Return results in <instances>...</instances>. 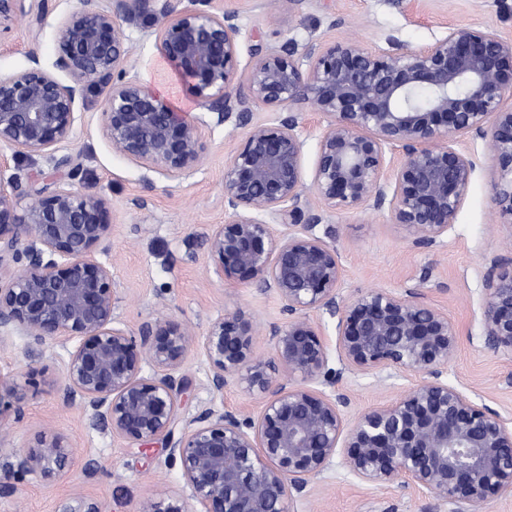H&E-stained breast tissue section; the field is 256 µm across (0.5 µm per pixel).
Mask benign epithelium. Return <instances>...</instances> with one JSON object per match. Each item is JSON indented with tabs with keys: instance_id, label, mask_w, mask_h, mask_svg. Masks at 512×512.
<instances>
[{
	"instance_id": "7a95c632",
	"label": "benign epithelium",
	"mask_w": 512,
	"mask_h": 512,
	"mask_svg": "<svg viewBox=\"0 0 512 512\" xmlns=\"http://www.w3.org/2000/svg\"><path fill=\"white\" fill-rule=\"evenodd\" d=\"M47 0H0V32L25 19L42 28ZM142 20L158 52L216 117L245 129L224 166V223L207 244L215 274L252 281L273 292L287 320L270 325L271 356L256 351L253 321L242 311L212 321L198 337L171 318L142 323L137 333L114 316L112 266L97 252L112 235L109 200L76 186L80 165L56 157L76 121L78 98L106 88L102 134L112 152L171 179L192 172L206 152L207 121L177 112L130 75L134 64L123 24ZM221 0H81L56 27L53 67L34 48L28 66L0 74V147L12 157L52 163L54 190L24 187L0 161V345L76 342L64 363L65 396L93 421L131 445H162L179 466L203 512H295L336 457L360 482L412 484L448 504V512H481L489 495L512 496V420L448 382L459 344L448 313L420 289L374 288L340 297L343 267L329 233L315 228L336 212L371 208L405 226L416 245L443 241L468 190L474 163L461 147L474 134L488 140L495 174L491 201L512 218V38L467 24L417 49H372L357 39L254 48L244 73L240 28ZM305 103L325 125L310 185H305ZM271 110L253 120L251 106ZM401 148L398 159L387 150ZM30 204L18 211V199ZM335 320L336 354L350 373H423L395 400L348 422L342 393L311 387L328 378L326 327ZM482 336L512 356V257L494 261L483 284ZM198 350L217 394L232 384L258 399L255 416L209 407L175 435L178 411L193 383L181 374ZM24 399L0 375L4 399ZM71 440L41 434L15 455L22 481H51L72 459ZM58 512H106L94 499ZM133 512H187L167 493Z\"/></svg>"
}]
</instances>
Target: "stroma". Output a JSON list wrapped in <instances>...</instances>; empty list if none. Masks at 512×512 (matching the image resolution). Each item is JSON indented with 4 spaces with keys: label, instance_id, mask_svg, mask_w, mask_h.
Segmentation results:
<instances>
[{
    "label": "stroma",
    "instance_id": "1",
    "mask_svg": "<svg viewBox=\"0 0 512 512\" xmlns=\"http://www.w3.org/2000/svg\"><path fill=\"white\" fill-rule=\"evenodd\" d=\"M80 0H49L42 29L15 24L0 35V73L26 67V52L37 48L45 66L57 54L58 21L78 9ZM241 29V62L251 61L252 30L262 42L280 46L286 39L339 42L350 38L386 50L418 48L443 36L448 27L474 24L512 38V0H300L292 14L275 12L274 0H224ZM133 70L144 84L183 112L199 111L188 87L155 47L150 28L125 24ZM105 90L77 99L78 120L60 154L80 163L78 184L111 203L112 237L100 258L112 266L116 288L114 314L122 327L137 331L144 321L169 317L205 334L224 313L240 310L255 324L259 354L272 353L269 325L279 320L275 295L250 282L221 281L207 247L213 225L224 221V165L243 138L233 125L205 130L207 152L188 177L170 179L115 155L102 135ZM465 148L474 171L456 219L443 242L418 246L409 231L373 210L339 212L328 222L336 229L334 244L344 268L340 295L348 299L379 287L422 289L427 301L448 313L459 326L460 342L447 367L448 380L502 416L512 418V357L494 353L480 326L483 276L500 256H512V225L495 213L490 185L494 161L487 141L469 137ZM68 349L59 344L34 345L13 337L0 346V374L14 378L24 393L1 416L12 420L0 441V484L11 481L16 451L43 432L66 435L75 448L65 475L47 482L30 476L0 496V512H58L65 501L91 498L108 512H131L139 501L166 491L182 493L179 467L168 465L161 446L141 449L113 438L80 405L67 401L60 385ZM193 383L194 398L182 419L210 407L208 368L196 354L183 368ZM420 380L418 374L387 378L341 372L336 388L346 395L348 418L389 403ZM12 482V481H11ZM295 512H448L434 497L397 484L360 483L339 462L315 480Z\"/></svg>",
    "mask_w": 512,
    "mask_h": 512
}]
</instances>
